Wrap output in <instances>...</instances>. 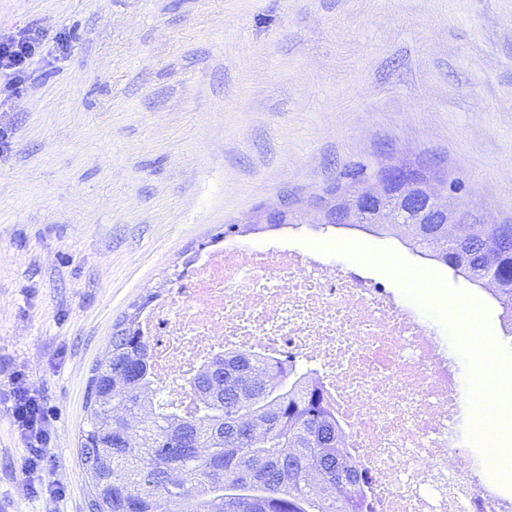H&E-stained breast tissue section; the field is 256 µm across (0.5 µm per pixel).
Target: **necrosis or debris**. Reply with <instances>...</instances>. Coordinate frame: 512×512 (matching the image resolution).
Returning a JSON list of instances; mask_svg holds the SVG:
<instances>
[{"label": "necrosis or debris", "mask_w": 512, "mask_h": 512, "mask_svg": "<svg viewBox=\"0 0 512 512\" xmlns=\"http://www.w3.org/2000/svg\"><path fill=\"white\" fill-rule=\"evenodd\" d=\"M141 330L168 399L218 350L312 365L371 477L375 512H512V493L461 450L462 400L432 329L361 271L300 251L225 246L192 262Z\"/></svg>", "instance_id": "obj_1"}]
</instances>
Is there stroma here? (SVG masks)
Returning <instances> with one entry per match:
<instances>
[{"mask_svg": "<svg viewBox=\"0 0 512 512\" xmlns=\"http://www.w3.org/2000/svg\"><path fill=\"white\" fill-rule=\"evenodd\" d=\"M25 27L42 50L0 93V512H87L92 366L116 322L222 245L392 249L479 299L512 359L494 298L403 233L307 208L223 233L358 164L431 167L463 223L512 224V0H0V35ZM16 371L53 424L32 475Z\"/></svg>", "mask_w": 512, "mask_h": 512, "instance_id": "stroma-1", "label": "stroma"}]
</instances>
